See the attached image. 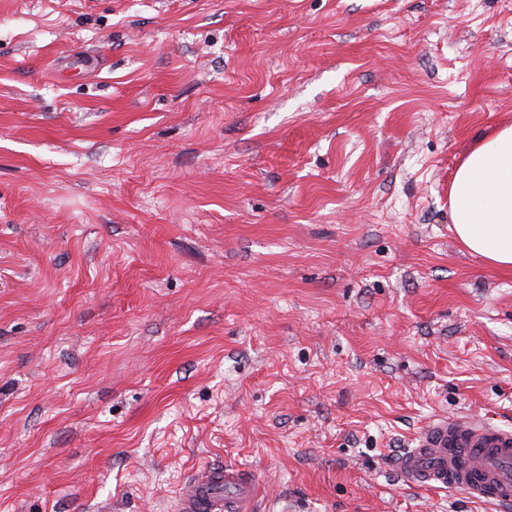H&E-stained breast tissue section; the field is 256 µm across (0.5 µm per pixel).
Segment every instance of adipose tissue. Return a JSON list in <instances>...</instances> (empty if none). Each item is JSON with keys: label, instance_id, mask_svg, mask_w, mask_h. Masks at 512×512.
Listing matches in <instances>:
<instances>
[{"label": "adipose tissue", "instance_id": "1", "mask_svg": "<svg viewBox=\"0 0 512 512\" xmlns=\"http://www.w3.org/2000/svg\"><path fill=\"white\" fill-rule=\"evenodd\" d=\"M453 230L472 255L512 269V123L477 140L450 186Z\"/></svg>", "mask_w": 512, "mask_h": 512}]
</instances>
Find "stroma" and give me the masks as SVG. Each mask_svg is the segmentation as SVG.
Instances as JSON below:
<instances>
[{
	"label": "stroma",
	"instance_id": "1",
	"mask_svg": "<svg viewBox=\"0 0 512 512\" xmlns=\"http://www.w3.org/2000/svg\"><path fill=\"white\" fill-rule=\"evenodd\" d=\"M512 122V0H0V512H502L417 487L512 428V271L449 187ZM397 465L418 487H450L499 507L512 505V429L472 418L438 419ZM259 491L253 477L236 464L207 466L188 475L175 511L254 512Z\"/></svg>",
	"mask_w": 512,
	"mask_h": 512
}]
</instances>
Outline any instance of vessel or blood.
<instances>
[{
	"label": "vessel or blood",
	"mask_w": 512,
	"mask_h": 512,
	"mask_svg": "<svg viewBox=\"0 0 512 512\" xmlns=\"http://www.w3.org/2000/svg\"><path fill=\"white\" fill-rule=\"evenodd\" d=\"M419 487L454 488L498 506L512 505V429L472 418L430 422L398 460ZM259 486L235 464L207 466L186 478L175 512H254Z\"/></svg>",
	"instance_id": "vessel-or-blood-1"
}]
</instances>
